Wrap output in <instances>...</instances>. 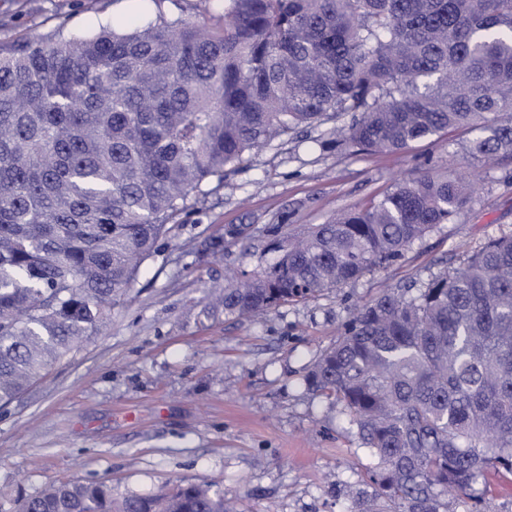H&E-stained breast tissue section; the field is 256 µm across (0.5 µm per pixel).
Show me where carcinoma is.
<instances>
[{"label": "carcinoma", "instance_id": "1", "mask_svg": "<svg viewBox=\"0 0 512 512\" xmlns=\"http://www.w3.org/2000/svg\"><path fill=\"white\" fill-rule=\"evenodd\" d=\"M210 0L141 26L0 48V404L105 327L143 263L246 156L303 126L398 153L465 128L470 159L512 156V0ZM351 122L336 124L342 115ZM424 169L336 214L273 262L232 270L213 308L247 319L387 265L472 204ZM376 459L349 512H449L512 475V233L462 266L363 304L314 362ZM20 512H237L202 481L116 502L58 481Z\"/></svg>", "mask_w": 512, "mask_h": 512}]
</instances>
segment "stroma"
Listing matches in <instances>:
<instances>
[{"label":"stroma","mask_w":512,"mask_h":512,"mask_svg":"<svg viewBox=\"0 0 512 512\" xmlns=\"http://www.w3.org/2000/svg\"><path fill=\"white\" fill-rule=\"evenodd\" d=\"M175 14L171 0H0V46L86 37L127 20ZM300 129L251 155L222 187L175 219L111 322L26 392L0 406V512L48 482H103L115 498L212 482L241 512H347L376 460L334 399L308 392L315 359L341 324L386 289L421 283L512 231V158L478 167L480 190L397 261L338 291L239 322L207 309L228 270L270 262V227L295 233L365 205L400 177L463 166L471 134L401 154L322 148ZM244 225V239L224 229Z\"/></svg>","instance_id":"stroma-1"}]
</instances>
